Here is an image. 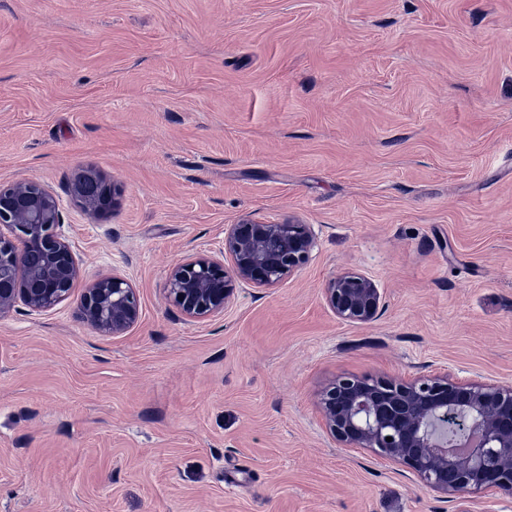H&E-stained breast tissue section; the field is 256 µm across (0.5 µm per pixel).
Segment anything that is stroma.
<instances>
[{"label":"stroma","instance_id":"stroma-1","mask_svg":"<svg viewBox=\"0 0 512 512\" xmlns=\"http://www.w3.org/2000/svg\"><path fill=\"white\" fill-rule=\"evenodd\" d=\"M121 190L105 220L81 170ZM58 197L81 288L0 317V512H512L447 499L326 433L337 377L512 385V0H0V182ZM252 218L312 225L310 261L187 320L188 250ZM384 297L339 321L326 281ZM86 178L102 188V195H94L83 183L77 182L73 187V193L85 210L95 219L107 218L118 203V188L104 174L90 170ZM79 314L83 322L101 335L116 337L127 335L138 324L142 308L131 279L112 269L85 285ZM323 290L330 308L343 322L367 324L376 320L380 313L383 301L380 288L362 273L340 272Z\"/></svg>","mask_w":512,"mask_h":512}]
</instances>
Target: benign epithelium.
I'll return each mask as SVG.
<instances>
[{"label": "benign epithelium", "mask_w": 512, "mask_h": 512, "mask_svg": "<svg viewBox=\"0 0 512 512\" xmlns=\"http://www.w3.org/2000/svg\"><path fill=\"white\" fill-rule=\"evenodd\" d=\"M86 178L73 193L95 219L108 217L118 188L104 174ZM58 199L42 183L22 179L0 184V316L23 303L34 312L66 300L80 278L70 242L58 232ZM316 237L311 224H265L244 219L224 229L217 254L195 252L174 265L167 298L190 320L221 313L235 284L272 288L303 268ZM336 317L367 324L377 319L383 296L368 276L344 271L325 285ZM80 318L103 336H125L140 321L137 289L114 269L88 282ZM327 434L342 448L368 449L405 466L420 485L450 498L493 497L512 491V385L445 373L409 379L344 376L319 395Z\"/></svg>", "instance_id": "7a95c632"}]
</instances>
